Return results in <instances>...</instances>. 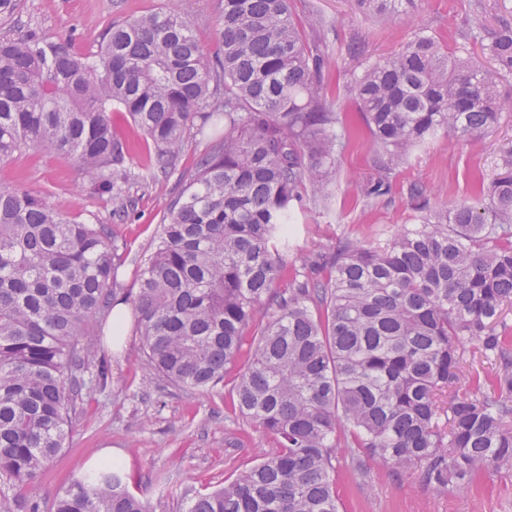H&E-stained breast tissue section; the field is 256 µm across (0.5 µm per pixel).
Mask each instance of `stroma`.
I'll return each instance as SVG.
<instances>
[{
  "label": "stroma",
  "instance_id": "stroma-1",
  "mask_svg": "<svg viewBox=\"0 0 512 512\" xmlns=\"http://www.w3.org/2000/svg\"><path fill=\"white\" fill-rule=\"evenodd\" d=\"M169 8L186 19L208 56L219 55L218 0H20L12 15L0 19V37L36 30L71 40L79 54H92L113 23ZM290 9L295 19L314 9L325 21L322 35L337 62L322 78L333 110L346 113L351 136L336 156L329 198L306 196L296 206L287 262L298 263L319 249L331 256L340 240L383 238L399 226L419 223L421 212L409 195L410 185H421L437 206L473 201L478 182L496 177L503 156L512 153V112L503 113L483 134L480 148L441 134L410 149L390 176L389 194L365 197L362 189L375 174L373 147L348 86L351 74L360 73L365 61L398 51L422 29L435 35L449 54L465 47L471 55H481L480 43L463 38L466 20L476 11L491 28L500 19L512 20V0H415L407 14L395 19L366 16L354 0H290ZM351 46L359 47L360 55H349ZM112 123L137 140L124 185L132 203L128 218L113 217L106 199L90 190L75 161L63 155L19 153L0 163V182L49 195L78 220L110 225L122 258L118 280L133 292L138 287L136 268L151 253L169 203L189 182L208 142L188 136L175 171L155 179L144 167L150 146L137 139L129 115L113 113ZM111 325L108 319L101 322L97 338L109 365L107 382L97 385L91 369H84L85 387L72 418L71 438L37 483L22 490V499L47 506L73 477L109 451L124 463L132 488L147 493L152 512H180L184 493L210 491L272 453V442L235 414L228 388L190 394L167 385L141 363V339L134 329L116 340ZM351 455V449L340 448L334 460L345 512H512V468L487 475L466 491L453 486L437 491L417 479L398 478L376 462L369 463L366 480L352 478Z\"/></svg>",
  "mask_w": 512,
  "mask_h": 512
}]
</instances>
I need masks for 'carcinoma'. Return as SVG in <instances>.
I'll list each match as a JSON object with an SVG mask.
<instances>
[{"mask_svg": "<svg viewBox=\"0 0 512 512\" xmlns=\"http://www.w3.org/2000/svg\"><path fill=\"white\" fill-rule=\"evenodd\" d=\"M414 2L355 0L386 19ZM220 5L213 63L174 10L112 24L92 57L37 31L0 38V162L30 148L68 156L122 218L128 148L112 108L151 141L153 178L176 168L188 135L224 119L133 294L108 225L0 183V512L64 447L84 368L107 380L88 337L119 303L135 311L145 364L174 387L217 393L244 362L232 406L276 448L183 512H341L343 443L359 449L353 476L375 461L437 490L512 467V332L500 322L512 304V156L473 204L287 265L292 205L327 196L341 146L320 79L332 56L306 35L322 23L296 21L288 0ZM468 30L495 69L421 29L352 79L376 157L366 196L389 193L409 149L441 132L475 144L512 107L497 85L512 75V22L489 32L473 15ZM464 339L495 360L492 377L463 370ZM50 512L151 508L113 461L73 478Z\"/></svg>", "mask_w": 512, "mask_h": 512, "instance_id": "cac0c4a2", "label": "carcinoma"}]
</instances>
